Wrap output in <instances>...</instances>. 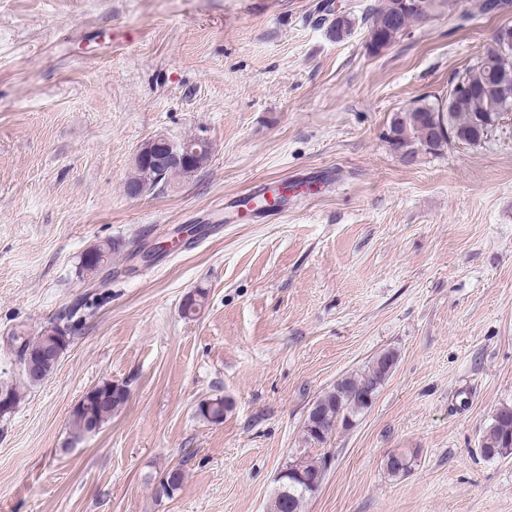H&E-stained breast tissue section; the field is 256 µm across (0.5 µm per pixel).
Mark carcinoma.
<instances>
[{
	"label": "carcinoma",
	"instance_id": "carcinoma-1",
	"mask_svg": "<svg viewBox=\"0 0 512 512\" xmlns=\"http://www.w3.org/2000/svg\"><path fill=\"white\" fill-rule=\"evenodd\" d=\"M512 8V0H470L468 15L471 17L498 13ZM325 14L318 16V22L326 26L328 35L343 41L350 37L355 27L366 29V47L369 52L379 54L389 49L401 38L412 23L423 16L413 0H386L379 7H373L361 18L349 13L334 14L331 4L324 6ZM512 44V26L500 28L492 43L485 47L472 64L456 74L450 87L462 83L469 91L462 94L449 92L446 105L419 99L406 109L394 114L390 125V142L403 160L416 159L417 155L437 153L454 144L477 146L485 139V130L507 110L512 111V102L504 101L497 92L500 78L507 74L512 77V50H503V43ZM210 153L209 144L199 146L191 154L189 165L175 166L169 174L162 175L154 166L143 160L135 161L137 176L127 184V191L135 188L167 184L175 177L192 173L203 166ZM112 254V243L97 245L96 250L82 254L79 269L86 273L99 270L103 261ZM16 351L33 358L45 351L53 356L42 365V375L24 384L33 386L49 376L58 364L61 355L70 343L68 328L53 323L44 328L41 335L30 339L16 329L9 336ZM396 363L392 351L378 354L362 373L345 377L320 395L312 404L304 422V434L317 443L324 442L338 426L350 427L373 403L379 387L390 374ZM7 404L0 406V416L12 412L19 397V386L0 389V397ZM128 399L126 386L114 382H103L87 393L74 406L70 415L71 432L80 437L94 432L112 418ZM230 408L223 397H214L199 403L198 416L210 422L224 419ZM481 453L489 458H506L512 455V406H502L492 415L486 428ZM417 451H399L389 454L383 462L387 474L400 478L411 472ZM167 485L161 495L172 497L181 487L183 473L172 468L165 474ZM325 477V466L319 461H292L287 463L278 478V489L271 501L270 512H303L306 500L320 488Z\"/></svg>",
	"mask_w": 512,
	"mask_h": 512
}]
</instances>
